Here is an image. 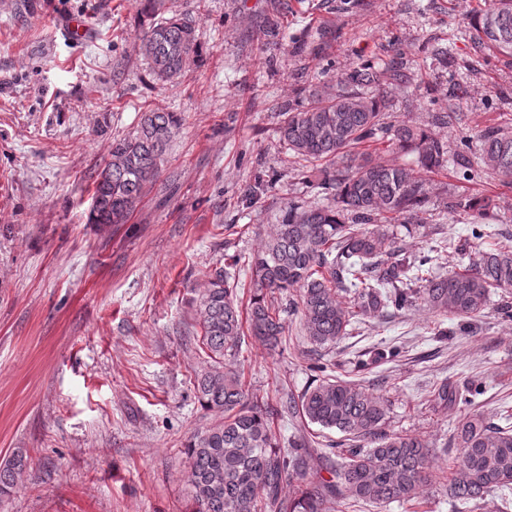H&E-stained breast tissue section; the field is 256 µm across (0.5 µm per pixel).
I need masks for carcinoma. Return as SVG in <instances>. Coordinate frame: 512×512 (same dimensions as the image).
I'll return each instance as SVG.
<instances>
[{
    "mask_svg": "<svg viewBox=\"0 0 512 512\" xmlns=\"http://www.w3.org/2000/svg\"><path fill=\"white\" fill-rule=\"evenodd\" d=\"M205 0L168 14L166 0H139L138 49L157 82L186 76L201 57L195 16ZM469 32L488 50L512 58V0H485L469 19ZM404 80L389 66L365 64L333 86L300 89L307 105L279 109L280 144L303 167L313 166L315 187L327 204L288 203L283 217L248 260L253 288L238 301L236 273L219 270L196 301L202 345L212 364L196 375L201 405L216 420L195 431L186 445L193 512H331L340 503L352 512L415 501L436 475L428 466L430 444L412 434L386 430L388 400L360 383L316 366L302 394L285 396L284 410L303 425L336 431L335 453H313L294 440L280 447L267 402L249 392L234 361L250 338L273 348L284 333L283 297L299 292L305 336L317 349L335 345L349 328L385 311L420 302L461 320L480 316L493 289L512 290V247L495 245L459 270L434 271L428 253L410 255L385 223H424V175L448 164V144L421 126L388 120L387 88ZM180 123L174 112L151 109L135 134L112 142L110 159L94 182L90 224H125L162 171L167 146ZM416 157V167L377 162L358 146L377 138ZM482 169L512 176V132L498 127L480 136ZM489 197H451L448 213L486 216ZM469 399L442 385L430 399L446 408ZM458 454L449 465L448 496L469 512L500 509L512 489V427L467 412L456 422ZM30 459L17 451L0 463V495L26 473ZM330 472L326 480L320 472Z\"/></svg>",
    "mask_w": 512,
    "mask_h": 512,
    "instance_id": "obj_1",
    "label": "carcinoma"
}]
</instances>
